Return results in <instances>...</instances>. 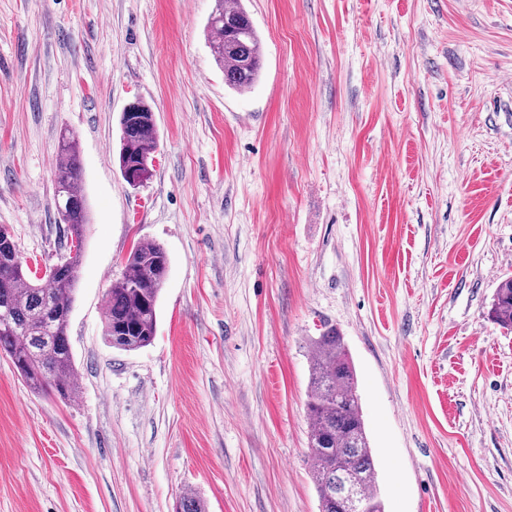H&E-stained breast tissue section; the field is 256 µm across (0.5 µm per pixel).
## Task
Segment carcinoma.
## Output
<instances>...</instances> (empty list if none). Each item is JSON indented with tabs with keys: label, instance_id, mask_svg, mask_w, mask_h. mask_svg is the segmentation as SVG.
I'll return each instance as SVG.
<instances>
[{
	"label": "carcinoma",
	"instance_id": "cac0c4a2",
	"mask_svg": "<svg viewBox=\"0 0 512 512\" xmlns=\"http://www.w3.org/2000/svg\"><path fill=\"white\" fill-rule=\"evenodd\" d=\"M208 41L216 63L224 70V84L246 92L261 70L260 38L241 0H215L207 24ZM155 114L145 102L119 117L120 173L149 179V161L156 151ZM55 182L56 209L64 224L63 237L75 241L63 266L43 279L32 278L28 266L16 261L19 253L10 233L0 234V352L9 354L20 377L34 389L60 393L69 400L78 392L70 337V313L75 301L84 235L90 222L80 190L82 167L77 138L61 135ZM168 273L164 249L140 240L130 251L122 277L112 283L104 318V338L113 347L133 351L150 345L158 325V303ZM492 318L512 329V278L496 288ZM310 392L306 403L308 445L314 458L313 477L319 512H344L340 492L343 479L358 481V494L370 512H384L374 488L376 466L362 416L355 371L343 336L333 326L311 340ZM176 512H206L203 501L184 492Z\"/></svg>",
	"mask_w": 512,
	"mask_h": 512
}]
</instances>
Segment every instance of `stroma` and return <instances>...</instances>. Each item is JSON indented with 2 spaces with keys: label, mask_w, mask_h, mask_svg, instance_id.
<instances>
[{
  "label": "stroma",
  "mask_w": 512,
  "mask_h": 512,
  "mask_svg": "<svg viewBox=\"0 0 512 512\" xmlns=\"http://www.w3.org/2000/svg\"><path fill=\"white\" fill-rule=\"evenodd\" d=\"M239 93L214 0H0V225L50 262L59 135L91 221L72 400L0 355V512H318L306 401L327 326L355 369L384 512H512V0H242ZM149 104L152 176L117 160ZM169 261L152 343L104 341L133 246ZM241 0H215L208 41L224 84L239 93L251 89L261 70L260 38ZM492 318L504 328L512 329V278L502 280L496 288L490 309Z\"/></svg>",
  "instance_id": "stroma-1"
}]
</instances>
